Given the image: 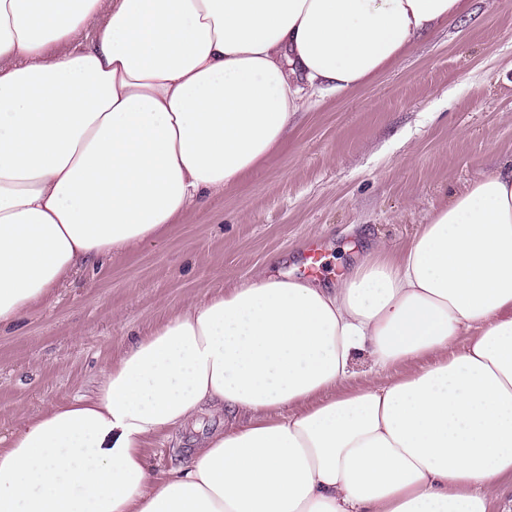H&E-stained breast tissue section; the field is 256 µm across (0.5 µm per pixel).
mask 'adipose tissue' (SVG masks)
<instances>
[{"label":"adipose tissue","mask_w":512,"mask_h":512,"mask_svg":"<svg viewBox=\"0 0 512 512\" xmlns=\"http://www.w3.org/2000/svg\"><path fill=\"white\" fill-rule=\"evenodd\" d=\"M0 0V326L238 184L463 0ZM64 52H56L58 44ZM371 358L351 388V360ZM431 358L401 378L393 368ZM215 420L199 432L203 419ZM193 432L157 476L145 450ZM512 476V163L333 284L258 270L0 448V512H489Z\"/></svg>","instance_id":"ef3b65f1"}]
</instances>
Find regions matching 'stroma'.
I'll return each mask as SVG.
<instances>
[{
	"instance_id": "35a3bbf8",
	"label": "stroma",
	"mask_w": 512,
	"mask_h": 512,
	"mask_svg": "<svg viewBox=\"0 0 512 512\" xmlns=\"http://www.w3.org/2000/svg\"><path fill=\"white\" fill-rule=\"evenodd\" d=\"M512 161V0H465L395 66L301 113L242 184L160 239L73 274L0 328V448L46 405L92 388L134 336L192 298L321 250L335 281L373 244L401 248L454 192Z\"/></svg>"
}]
</instances>
